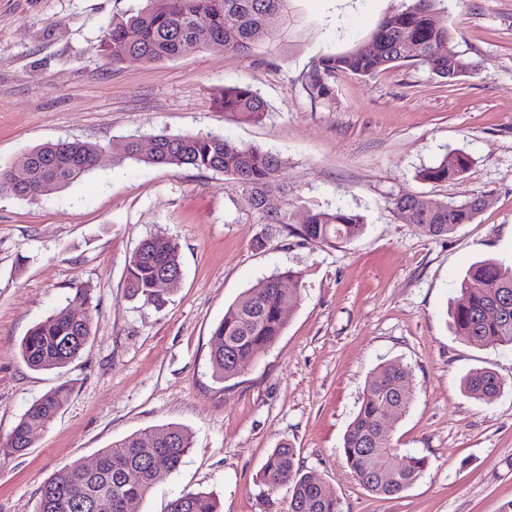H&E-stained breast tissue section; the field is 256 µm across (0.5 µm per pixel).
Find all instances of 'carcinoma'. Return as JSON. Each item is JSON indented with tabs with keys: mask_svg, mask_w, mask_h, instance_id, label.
<instances>
[{
	"mask_svg": "<svg viewBox=\"0 0 512 512\" xmlns=\"http://www.w3.org/2000/svg\"><path fill=\"white\" fill-rule=\"evenodd\" d=\"M298 0H146L136 15L112 21L103 33L100 52L112 65L127 59L152 64L198 51L211 42L224 49L244 52L258 46L270 50L300 34ZM437 0H409L405 9L389 14L372 35L375 47L356 45L343 52L322 54L308 76L306 89L313 99H330V79L338 72L374 77L393 67L419 65L454 85L452 74L464 68L448 27L435 18ZM224 112L251 122L263 121L267 103L250 86L224 87L218 98ZM104 150L99 144L58 141L39 146L19 161L27 178L15 183L12 170L0 168V193L36 200L88 174ZM124 158L157 166L188 167L219 172L240 184L252 198L265 223L288 225L295 199L280 178L283 161L277 155L212 133L153 134L131 137ZM470 157L450 152L439 163L424 168L419 178L446 182L463 174ZM281 198V207L267 200ZM475 194L463 202L439 201L403 193L391 204L405 224L422 234L445 237L460 225L470 224L480 212ZM364 216L342 208L308 211L306 223L297 228L303 241L334 247L364 233ZM139 260L128 263V295L156 308L167 301L169 289L156 287L161 269L182 270L180 249L174 241L143 240L136 249ZM283 280L295 287L284 290ZM301 277L287 270L276 272L246 289L224 312L215 326L210 363L216 380L234 379L250 368L262 350L272 347L286 327V313L301 301ZM460 296L451 318L458 335L476 342L512 347V266L485 259L470 267L460 282ZM93 303L76 289L65 308L34 325L20 344V354L33 370L62 369L84 350L91 332ZM413 372L410 366L390 360L379 365L366 381L357 410L347 426L340 454L359 483L372 494L391 498L412 486L428 466V458L401 451L395 444L388 412L399 417L411 403ZM508 382L486 368L470 370L462 379L471 398L490 403ZM70 388L61 385L35 400L20 417L0 450L21 453L54 421L67 401ZM192 442L186 429L164 424L135 432L102 450L98 465L88 469L70 464L44 484L34 512H131L157 479L176 472ZM268 490L286 486L290 512H341L335 490L297 467L294 449L281 446L268 456L262 470ZM167 512H219L217 501L205 492H184L172 498Z\"/></svg>",
	"mask_w": 512,
	"mask_h": 512,
	"instance_id": "cac0c4a2",
	"label": "carcinoma"
}]
</instances>
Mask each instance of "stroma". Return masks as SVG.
Wrapping results in <instances>:
<instances>
[{
    "label": "stroma",
    "mask_w": 512,
    "mask_h": 512,
    "mask_svg": "<svg viewBox=\"0 0 512 512\" xmlns=\"http://www.w3.org/2000/svg\"><path fill=\"white\" fill-rule=\"evenodd\" d=\"M404 4L300 0L310 32L298 45L250 54L213 45L114 66L98 51L103 32L144 0H0V168L60 140L106 148L94 170L37 200L0 195V444L32 402L70 387L31 448L0 455V512H33L40 488L69 463L167 423L184 427L192 448L134 512H165L173 497L197 491L223 512H289L287 489L262 482L284 443L304 473L333 487L341 512H497L512 501V347L468 342L447 314L472 263L512 262V0H441L437 17L473 66L457 85L404 66L337 74L329 101L305 89L324 50L367 43ZM237 82L266 101L264 121L216 107ZM162 132H212L276 154L298 199L292 224L338 207L364 215L365 231L311 245L264 223L224 174L124 158L130 137ZM449 151L470 156L467 171L421 181L419 170ZM405 192H480L487 205L473 223L427 237L390 203ZM149 237L180 247L182 277L161 309L130 299L124 285ZM286 270L304 289L283 335L245 373L216 381L214 327L243 291ZM79 287L95 306L85 349L66 368L29 369L23 337ZM388 360L413 371L395 439L429 459L393 499L366 491L339 453L367 377ZM480 367L510 381L489 404L461 387Z\"/></svg>",
    "instance_id": "35a3bbf8"
}]
</instances>
